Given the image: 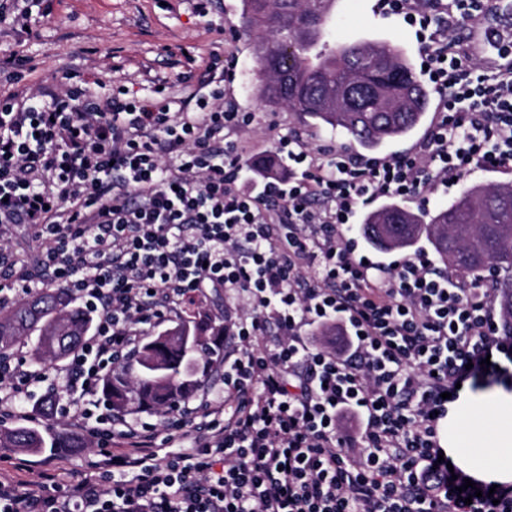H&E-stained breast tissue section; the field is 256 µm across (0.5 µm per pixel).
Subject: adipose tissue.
<instances>
[{"instance_id":"1","label":"adipose tissue","mask_w":512,"mask_h":512,"mask_svg":"<svg viewBox=\"0 0 512 512\" xmlns=\"http://www.w3.org/2000/svg\"><path fill=\"white\" fill-rule=\"evenodd\" d=\"M440 444L472 478L512 485V391L461 389L440 422Z\"/></svg>"}]
</instances>
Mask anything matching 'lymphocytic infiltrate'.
I'll return each instance as SVG.
<instances>
[{
  "instance_id": "obj_1",
  "label": "lymphocytic infiltrate",
  "mask_w": 512,
  "mask_h": 512,
  "mask_svg": "<svg viewBox=\"0 0 512 512\" xmlns=\"http://www.w3.org/2000/svg\"><path fill=\"white\" fill-rule=\"evenodd\" d=\"M416 27L438 94L428 135L396 157L278 138L287 179L247 168L251 113L223 106L234 56L213 55L188 99H146L89 80L0 99V239L23 226L37 265L0 251V304L55 284L95 319L62 386L70 425L97 443L93 475L44 462L0 470V512H512V488L460 499L438 459L456 384L507 376L486 276L466 282L427 253L365 260L343 228L374 201L447 191L512 164V65L478 62L451 24L482 26L489 0H384ZM223 290L224 375L154 424L93 425L102 378L141 328ZM340 330L338 345L316 331ZM279 336L267 338L268 325ZM505 366L486 369V357ZM41 373L0 360V416Z\"/></svg>"
}]
</instances>
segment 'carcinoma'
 Returning a JSON list of instances; mask_svg holds the SVG:
<instances>
[{
	"label": "carcinoma",
	"instance_id": "cac0c4a2",
	"mask_svg": "<svg viewBox=\"0 0 512 512\" xmlns=\"http://www.w3.org/2000/svg\"><path fill=\"white\" fill-rule=\"evenodd\" d=\"M240 19L264 73L263 103L285 107L302 122L330 128L367 151L408 136L423 120L430 93L396 45L378 40L319 49L329 18L318 0H241ZM382 224L416 225L415 235L398 248L424 240L460 277L480 273L484 258L493 261L502 273L495 299L503 327L512 332V183L467 188L433 212L382 203L365 214L361 234L389 249L383 236L389 229H380ZM90 329L87 312L62 289H48L0 316V355L34 334L35 362H56L77 349ZM218 360H224V326L203 315L146 337L136 358L102 379L101 399L117 414L168 409L193 397ZM0 441L35 451L68 444L26 427L0 429Z\"/></svg>",
	"mask_w": 512,
	"mask_h": 512
}]
</instances>
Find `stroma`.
<instances>
[{
    "label": "stroma",
    "mask_w": 512,
    "mask_h": 512,
    "mask_svg": "<svg viewBox=\"0 0 512 512\" xmlns=\"http://www.w3.org/2000/svg\"><path fill=\"white\" fill-rule=\"evenodd\" d=\"M42 5L48 17L36 32L9 21L0 23V48L27 62L21 70L22 86L43 88L61 82L69 72L94 76L106 90L119 81L138 96L149 98L162 83L166 94L185 97L191 89L178 82V74L190 70L204 75L212 54L223 53L229 45L237 57L232 100L239 111L255 115L246 130L252 159L275 160L276 172L287 175L275 140L290 129L303 131L315 145L328 142L349 147L354 154L359 151L335 131L303 126L293 113L267 107L260 100L257 62L250 41L241 33L240 0H42ZM327 39L347 43L389 40L413 66L421 64L414 28L399 17L383 14L378 0H336ZM44 392V387H33L27 414L1 420L0 426L56 434L71 440L72 448H14L10 454L37 465L54 460L68 481L78 483L90 474L95 449L69 429L65 418L42 413Z\"/></svg>",
    "instance_id": "1"
}]
</instances>
